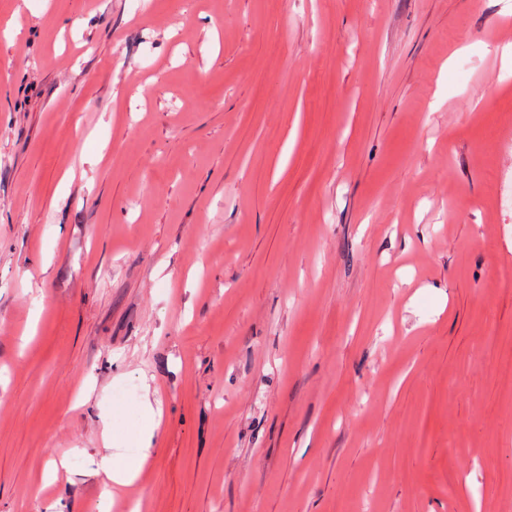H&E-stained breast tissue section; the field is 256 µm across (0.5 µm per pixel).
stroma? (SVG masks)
<instances>
[{
    "instance_id": "obj_1",
    "label": "stroma",
    "mask_w": 512,
    "mask_h": 512,
    "mask_svg": "<svg viewBox=\"0 0 512 512\" xmlns=\"http://www.w3.org/2000/svg\"><path fill=\"white\" fill-rule=\"evenodd\" d=\"M12 16L0 512H512V0ZM142 408L145 416L149 419V429L141 434L138 439L137 457L134 461L126 458L106 455L101 458L100 469L105 473L112 485L126 486L131 484L137 477L142 464L150 457L154 441V429L159 426L155 420L156 412L150 400V386H145Z\"/></svg>"
}]
</instances>
